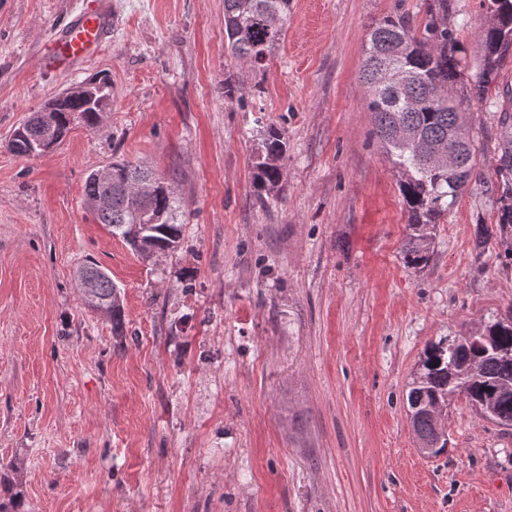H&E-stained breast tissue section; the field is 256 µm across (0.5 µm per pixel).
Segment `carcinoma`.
I'll use <instances>...</instances> for the list:
<instances>
[{
  "instance_id": "carcinoma-1",
  "label": "carcinoma",
  "mask_w": 512,
  "mask_h": 512,
  "mask_svg": "<svg viewBox=\"0 0 512 512\" xmlns=\"http://www.w3.org/2000/svg\"><path fill=\"white\" fill-rule=\"evenodd\" d=\"M498 8L478 34L483 64L472 75L466 72L465 48L444 26L448 0H432L427 6L424 32L416 36L405 15L387 17L371 27L360 78L367 90L374 133L397 170L406 203L409 234L402 248L404 263L422 269L429 263L432 235L429 229L471 183H479L494 197L495 224L478 225V246L494 242L498 256L512 264V88L507 102L497 108L500 136L496 179L488 181L477 171V151L470 135L465 108L488 99L498 85L504 60L512 53V0H495ZM289 0H224L226 49L232 58L263 69L285 35ZM89 94L64 98L54 112V133L64 140L74 124L99 123L103 104L111 99L105 77H93ZM40 123L32 120L15 130L9 149L20 156H39ZM287 141L276 128L268 130L253 167L258 190L272 194L283 178L282 160ZM154 185L153 194L141 199L138 183ZM98 198L111 205L92 208L112 236L128 243L143 259L177 250L184 225L177 223L182 204L174 189L150 169L130 162H114L110 179L88 175L84 202L90 207ZM80 272L94 276L100 313L112 321V332L121 336L125 320L120 288L110 274L94 261ZM475 339L481 346L456 336L431 344L423 352L417 375L406 395L414 432L421 443H439L432 419L423 407L459 396L481 416L502 426H512V316L486 325ZM20 466L11 462L0 470V512H24L25 492Z\"/></svg>"
}]
</instances>
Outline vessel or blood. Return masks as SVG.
Masks as SVG:
<instances>
[{
  "mask_svg": "<svg viewBox=\"0 0 512 512\" xmlns=\"http://www.w3.org/2000/svg\"><path fill=\"white\" fill-rule=\"evenodd\" d=\"M114 23L112 0H94L93 8L77 11L60 33L51 37L41 57L42 68L55 71L93 58L111 35Z\"/></svg>",
  "mask_w": 512,
  "mask_h": 512,
  "instance_id": "b4317fda",
  "label": "vessel or blood"
}]
</instances>
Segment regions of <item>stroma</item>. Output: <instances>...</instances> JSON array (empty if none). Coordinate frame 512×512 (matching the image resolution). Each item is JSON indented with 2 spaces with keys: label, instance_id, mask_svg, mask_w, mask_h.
<instances>
[{
  "label": "stroma",
  "instance_id": "obj_1",
  "mask_svg": "<svg viewBox=\"0 0 512 512\" xmlns=\"http://www.w3.org/2000/svg\"><path fill=\"white\" fill-rule=\"evenodd\" d=\"M88 0H0V464L23 463L26 512H512V427L458 398L446 451L423 457L406 393L424 349L512 315V266L474 228L483 186L403 262L399 176L360 81L372 23L427 0H291L266 71L224 51V0H112L91 61L49 73L48 37ZM481 0H450L467 72ZM245 86L224 99V74ZM105 74L112 107L54 150L5 144L30 111ZM493 177L494 108L473 104ZM288 141L276 196L252 171ZM152 167L184 207L181 246L145 261L83 204L89 173ZM120 287L125 333L87 309L86 259Z\"/></svg>",
  "mask_w": 512,
  "mask_h": 512
}]
</instances>
